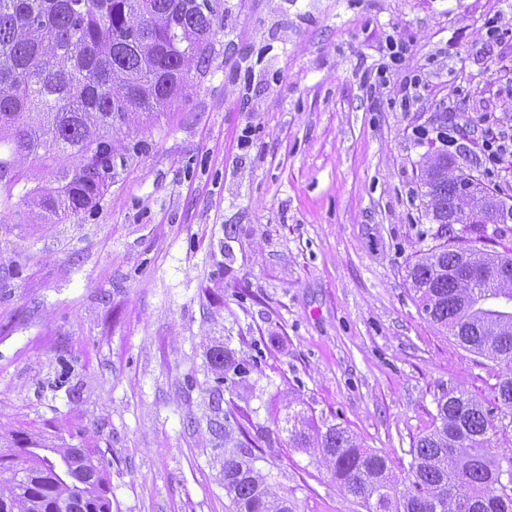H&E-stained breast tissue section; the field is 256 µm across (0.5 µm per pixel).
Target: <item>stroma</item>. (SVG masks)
<instances>
[{
  "label": "stroma",
  "instance_id": "obj_1",
  "mask_svg": "<svg viewBox=\"0 0 512 512\" xmlns=\"http://www.w3.org/2000/svg\"><path fill=\"white\" fill-rule=\"evenodd\" d=\"M214 29L177 107L116 137L96 207L44 223L26 193L61 161L22 160L0 204V432L98 449L112 512H229L207 363L227 343L259 360L220 396L249 412L274 492L364 512L285 419L405 465L441 388L494 403L505 365L420 312L408 264L433 244L416 132L438 113L469 132L458 168L512 197V162L480 154L512 126V0H223ZM481 144L486 170L498 168L505 160L512 159V132L488 127L482 136Z\"/></svg>",
  "mask_w": 512,
  "mask_h": 512
}]
</instances>
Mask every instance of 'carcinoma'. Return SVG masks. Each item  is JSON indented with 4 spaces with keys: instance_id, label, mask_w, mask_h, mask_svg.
I'll use <instances>...</instances> for the list:
<instances>
[{
    "instance_id": "cac0c4a2",
    "label": "carcinoma",
    "mask_w": 512,
    "mask_h": 512,
    "mask_svg": "<svg viewBox=\"0 0 512 512\" xmlns=\"http://www.w3.org/2000/svg\"><path fill=\"white\" fill-rule=\"evenodd\" d=\"M210 0H0V145L10 158L0 170L3 201L22 180L17 159L52 152L71 159L48 187L26 192L43 218L59 222L96 205L112 183V139L134 114L170 112L182 97L191 65L212 51ZM446 152L429 159L424 181L434 245L408 268L424 315L471 353L504 364L497 402L483 404L452 386L436 398L439 424L409 450L408 467L363 448L347 430L315 429L288 416L294 447L329 464L344 494L366 512H512V457L490 451L496 412L512 416V251L448 242L452 217L463 220L491 197L484 183L467 188ZM210 364L231 391L258 370L257 357L238 358L229 346ZM224 440V491L233 512H289L288 498L270 491V474L256 466L244 411L214 406ZM0 512H112L109 473L91 448L49 446L33 436L0 434Z\"/></svg>"
}]
</instances>
